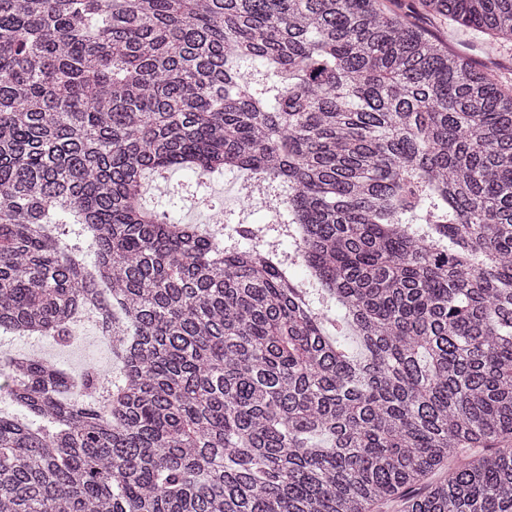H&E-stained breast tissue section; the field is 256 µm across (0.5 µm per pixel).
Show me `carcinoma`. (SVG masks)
<instances>
[{
	"mask_svg": "<svg viewBox=\"0 0 512 512\" xmlns=\"http://www.w3.org/2000/svg\"><path fill=\"white\" fill-rule=\"evenodd\" d=\"M420 14L512 43V0H0V330L121 364L3 363L0 512H512V87ZM228 168L270 223L147 197ZM16 355L52 361L75 376L92 364L112 366V375L120 374V364L112 359L109 343L99 331L93 314L83 316L75 340L67 345H58L45 337L9 335L1 339L0 335V357Z\"/></svg>",
	"mask_w": 512,
	"mask_h": 512,
	"instance_id": "cac0c4a2",
	"label": "carcinoma"
}]
</instances>
